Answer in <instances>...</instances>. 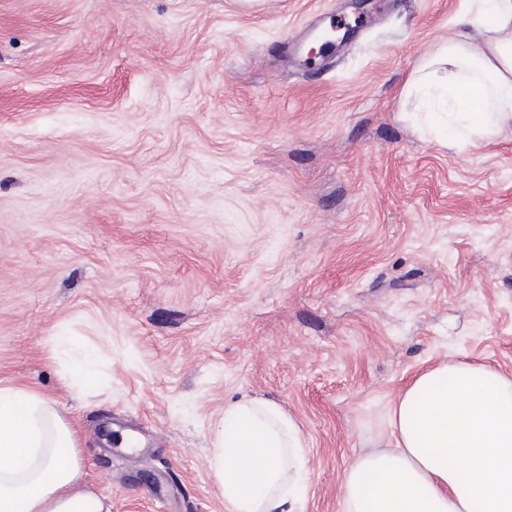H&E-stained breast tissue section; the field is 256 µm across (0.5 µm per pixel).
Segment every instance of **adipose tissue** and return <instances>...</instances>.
I'll return each instance as SVG.
<instances>
[{
	"label": "adipose tissue",
	"instance_id": "obj_1",
	"mask_svg": "<svg viewBox=\"0 0 512 512\" xmlns=\"http://www.w3.org/2000/svg\"><path fill=\"white\" fill-rule=\"evenodd\" d=\"M476 25L440 43L404 95L458 146L512 122V0H478ZM388 439L357 456L343 512H512V376L478 362L431 365L390 403ZM79 428L36 390L0 386V512H112L81 482ZM213 466L226 512H303L307 455L276 402L224 407Z\"/></svg>",
	"mask_w": 512,
	"mask_h": 512
}]
</instances>
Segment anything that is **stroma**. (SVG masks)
Returning a JSON list of instances; mask_svg holds the SVG:
<instances>
[{
	"mask_svg": "<svg viewBox=\"0 0 512 512\" xmlns=\"http://www.w3.org/2000/svg\"><path fill=\"white\" fill-rule=\"evenodd\" d=\"M475 10L0 0V384L77 421L112 512H225L244 396L297 422L305 512H342L414 374H512V124L451 147L401 94ZM318 11L351 36L303 65Z\"/></svg>",
	"mask_w": 512,
	"mask_h": 512,
	"instance_id": "obj_1",
	"label": "stroma"
}]
</instances>
